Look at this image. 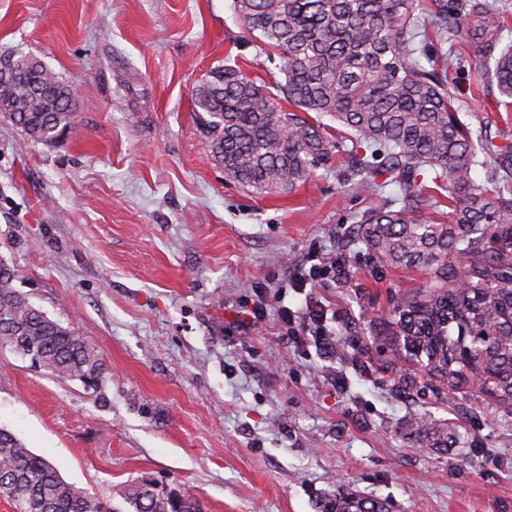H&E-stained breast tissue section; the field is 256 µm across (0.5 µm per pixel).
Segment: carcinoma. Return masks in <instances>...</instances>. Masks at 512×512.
Listing matches in <instances>:
<instances>
[{
  "instance_id": "carcinoma-1",
  "label": "carcinoma",
  "mask_w": 512,
  "mask_h": 512,
  "mask_svg": "<svg viewBox=\"0 0 512 512\" xmlns=\"http://www.w3.org/2000/svg\"><path fill=\"white\" fill-rule=\"evenodd\" d=\"M243 33L284 76L278 97L263 93L238 64L210 70L195 88L196 111L225 176L255 194L282 195L344 150L320 118L346 128L357 164L351 189L396 196L355 221L351 233L381 260L431 270L433 283L396 302L384 331L400 359L451 390L474 381L512 405V196L477 185L473 167L512 183V143L473 138L460 117L454 77L478 91L496 88L512 108V29L499 0H442L432 19L419 0H234ZM436 28L448 44L426 68L416 34ZM16 79L0 86L3 113L27 140L52 145L74 134L70 85L41 60L13 55ZM288 107H283V103ZM316 116H311V113ZM448 190V223L416 215L424 181ZM18 268L0 257V347L50 375L96 387L105 378L97 350L35 308L15 287ZM424 441L438 432L415 422ZM0 497L16 512H104L87 490L66 482L44 457L0 428ZM135 512H201L190 498L130 485ZM326 512H380L350 497Z\"/></svg>"
}]
</instances>
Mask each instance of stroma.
<instances>
[{"mask_svg": "<svg viewBox=\"0 0 512 512\" xmlns=\"http://www.w3.org/2000/svg\"><path fill=\"white\" fill-rule=\"evenodd\" d=\"M69 81L77 130L43 145L0 116V255L16 287L106 367L101 388L0 348V427L114 512L129 484L203 512H324L342 493L385 512H512V412L476 385L417 391L382 322L430 283L350 236L376 198L347 190L350 156L293 193L227 180L194 87L225 57L272 92L282 74L247 41L233 0H0V53ZM461 117L493 141L512 111L462 90ZM346 278L288 292L326 307L329 350L301 349L273 306L321 262ZM268 302L244 324L246 306ZM448 427L417 442L418 416Z\"/></svg>", "mask_w": 512, "mask_h": 512, "instance_id": "stroma-1", "label": "stroma"}]
</instances>
